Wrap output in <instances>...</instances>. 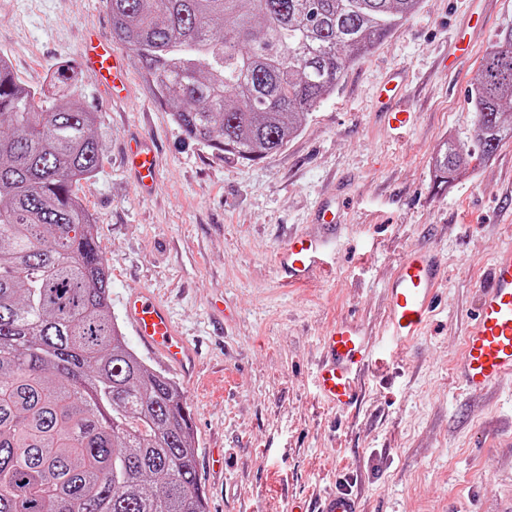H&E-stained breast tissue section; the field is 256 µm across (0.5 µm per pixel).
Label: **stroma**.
<instances>
[{
  "label": "stroma",
  "instance_id": "35a3bbf8",
  "mask_svg": "<svg viewBox=\"0 0 512 512\" xmlns=\"http://www.w3.org/2000/svg\"><path fill=\"white\" fill-rule=\"evenodd\" d=\"M512 24V0H420L418 10L349 68L277 154L243 160L187 138L136 61L130 98L108 102L89 72L77 94L97 115V171L76 191L111 273L110 307L126 342L154 371L122 301L148 288L199 351L183 386L207 512H289L294 501L346 487L363 512H512V381L473 397L455 366L493 255L512 243V140L476 146L471 104L478 58L455 61L453 37L478 53ZM112 37L104 0H0V56L48 89L56 63H78L86 29ZM406 73L417 118L386 130L374 93ZM155 149L159 183L140 189L125 167L131 136ZM469 152L441 181L444 142ZM346 208L333 230L313 221L325 200ZM293 231L328 234L327 274L282 284L277 256ZM439 256V307L423 336L392 346L387 288L408 249ZM363 330L374 360L346 412L317 391L321 338L333 322ZM224 468L209 469L214 452Z\"/></svg>",
  "mask_w": 512,
  "mask_h": 512
}]
</instances>
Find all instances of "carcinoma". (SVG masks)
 <instances>
[{
  "label": "carcinoma",
  "instance_id": "1",
  "mask_svg": "<svg viewBox=\"0 0 512 512\" xmlns=\"http://www.w3.org/2000/svg\"><path fill=\"white\" fill-rule=\"evenodd\" d=\"M420 0H104L190 138L242 159L280 151L345 71ZM78 72L55 96L0 57V512H206L183 392L125 342L94 224L73 185L97 168ZM476 140L512 138V24L472 88ZM449 176L465 150L433 158Z\"/></svg>",
  "mask_w": 512,
  "mask_h": 512
}]
</instances>
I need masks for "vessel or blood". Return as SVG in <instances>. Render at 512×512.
Segmentation results:
<instances>
[{"instance_id": "vessel-or-blood-1", "label": "vessel or blood", "mask_w": 512, "mask_h": 512, "mask_svg": "<svg viewBox=\"0 0 512 512\" xmlns=\"http://www.w3.org/2000/svg\"><path fill=\"white\" fill-rule=\"evenodd\" d=\"M80 58L83 67L108 96H125L127 70L123 57L110 42L85 32ZM386 89L380 112L386 127L398 131L413 123L407 105V84L394 75ZM127 163L141 188L153 189L158 180L153 151L138 142L128 151ZM326 241L303 235L289 236L278 256L285 284L301 287L324 270ZM440 265L431 254L409 251L397 266L389 288L387 330L397 343L413 342L429 324L435 310ZM128 323L142 343L160 355L186 378L197 374V358L189 340L172 318L166 305L151 291L139 288L124 301ZM324 355L316 382L322 399L344 410L356 403V379L370 368L372 360L360 330L354 324L332 325L323 337ZM461 374L466 389L481 394L512 379V247L493 257L486 280L480 287L473 323L463 341ZM310 512H361L359 501L349 493L332 491L320 497Z\"/></svg>"}]
</instances>
